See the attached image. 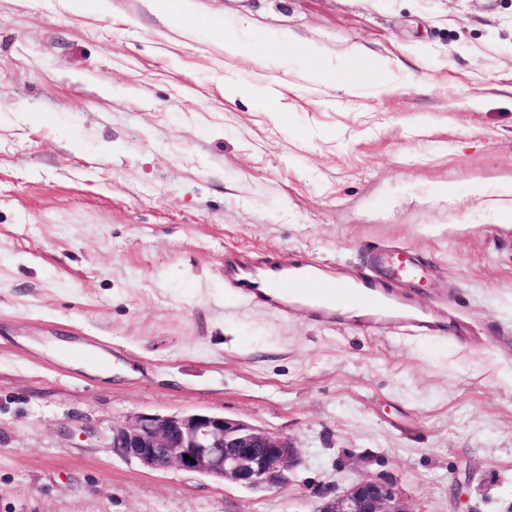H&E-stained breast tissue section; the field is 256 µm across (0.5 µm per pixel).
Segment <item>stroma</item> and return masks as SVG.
Wrapping results in <instances>:
<instances>
[{
    "instance_id": "obj_1",
    "label": "stroma",
    "mask_w": 512,
    "mask_h": 512,
    "mask_svg": "<svg viewBox=\"0 0 512 512\" xmlns=\"http://www.w3.org/2000/svg\"><path fill=\"white\" fill-rule=\"evenodd\" d=\"M228 31L286 50L230 56ZM356 51L391 93L304 60ZM508 186L512 0H0V512H313L378 473L412 512H512ZM382 243L418 259L385 290L464 340L224 288L228 250L349 280ZM195 412L303 463L251 491L111 448L114 422ZM309 65L317 77L335 84L336 89L345 94H352L365 81L374 82L381 92H388L391 88L387 80L388 66L384 61L354 55L346 66L336 72L323 68L314 58L310 59Z\"/></svg>"
}]
</instances>
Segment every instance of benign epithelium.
<instances>
[{"mask_svg": "<svg viewBox=\"0 0 512 512\" xmlns=\"http://www.w3.org/2000/svg\"><path fill=\"white\" fill-rule=\"evenodd\" d=\"M112 448L151 470L175 467L247 489L286 485L301 464L291 439L203 412L142 413L132 423H114ZM319 497L322 503L313 512H411L398 481L383 474Z\"/></svg>", "mask_w": 512, "mask_h": 512, "instance_id": "obj_1", "label": "benign epithelium"}]
</instances>
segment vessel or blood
<instances>
[{"label": "vessel or blood", "mask_w": 512, "mask_h": 512, "mask_svg": "<svg viewBox=\"0 0 512 512\" xmlns=\"http://www.w3.org/2000/svg\"><path fill=\"white\" fill-rule=\"evenodd\" d=\"M224 283L237 301L259 304L282 316L300 313L324 326H335L336 309L341 306L366 316L394 317L407 332L423 334L436 328L411 307L390 303L373 276L339 285L316 275L305 261L230 252L224 256Z\"/></svg>", "instance_id": "1"}]
</instances>
